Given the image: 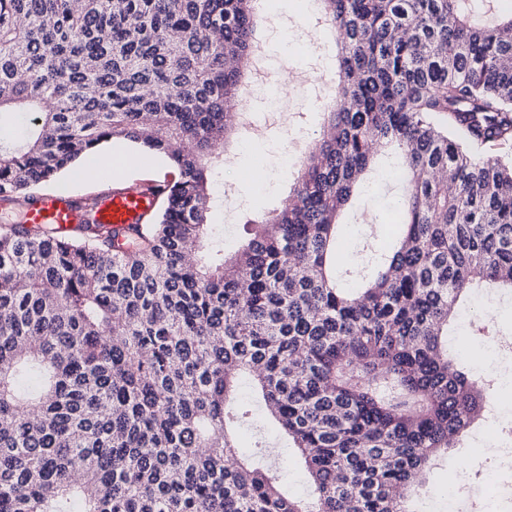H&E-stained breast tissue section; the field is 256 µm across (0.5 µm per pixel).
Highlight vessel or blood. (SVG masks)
Here are the masks:
<instances>
[{
  "mask_svg": "<svg viewBox=\"0 0 512 512\" xmlns=\"http://www.w3.org/2000/svg\"><path fill=\"white\" fill-rule=\"evenodd\" d=\"M161 193L162 186L156 182L115 184L98 192L93 209L88 211L81 208L80 198L61 192H43L25 207V221L66 229L90 217L97 223L121 229L147 223Z\"/></svg>",
  "mask_w": 512,
  "mask_h": 512,
  "instance_id": "obj_1",
  "label": "vessel or blood"
}]
</instances>
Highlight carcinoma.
I'll return each instance as SVG.
<instances>
[{"label":"carcinoma","instance_id":"cac0c4a2","mask_svg":"<svg viewBox=\"0 0 512 512\" xmlns=\"http://www.w3.org/2000/svg\"><path fill=\"white\" fill-rule=\"evenodd\" d=\"M318 0L338 81L282 205L224 250L214 175L263 46L255 0H0V198L31 202L109 141L165 157L148 224L0 225V512H413L491 396L448 326L512 290V13ZM397 238L342 268L377 164ZM312 486L283 491L242 374Z\"/></svg>","mask_w":512,"mask_h":512}]
</instances>
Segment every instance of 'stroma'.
Segmentation results:
<instances>
[{
  "label": "stroma",
  "mask_w": 512,
  "mask_h": 512,
  "mask_svg": "<svg viewBox=\"0 0 512 512\" xmlns=\"http://www.w3.org/2000/svg\"><path fill=\"white\" fill-rule=\"evenodd\" d=\"M288 34L296 45V53L288 64L270 61L262 78L255 84L252 96L247 102L257 132L254 138L235 137L227 147L232 162L218 174L221 183L232 184L243 204L242 211H219L217 223H230L233 236L225 243L226 250H233L246 241L248 229L241 217L243 211L264 213L279 207L287 199L295 181L294 174L282 165L285 139V116H292L296 126L307 133H315L318 117L311 107V101L320 93V79H333V68L323 67L319 57V45L330 38L329 33L306 18L301 12L299 0H294L290 12ZM289 72L293 86L281 90V74ZM84 177L77 180L63 176L53 189L77 197L95 195L104 186L114 181L134 182L142 180H167L174 178V171L165 161L156 156H140L132 166L126 167L121 176L100 174L95 159L83 163ZM374 203L353 208L347 219L350 223L346 248L351 261H361L368 250L387 248L393 240L392 230L396 221V200L402 188L392 177L381 175L369 187ZM267 439L273 445L271 459L282 468L284 481L289 493L304 495L310 490L308 477L299 464L287 438L264 412H257L254 424L241 429L240 444L243 452H252L258 439ZM497 441L492 430L483 424H475L464 448L449 457L447 463L436 469L430 476L429 488L433 499H416V512H438L444 507L447 489L453 479L462 471L467 459L481 455L490 463H497Z\"/></svg>",
  "instance_id": "stroma-1"
}]
</instances>
